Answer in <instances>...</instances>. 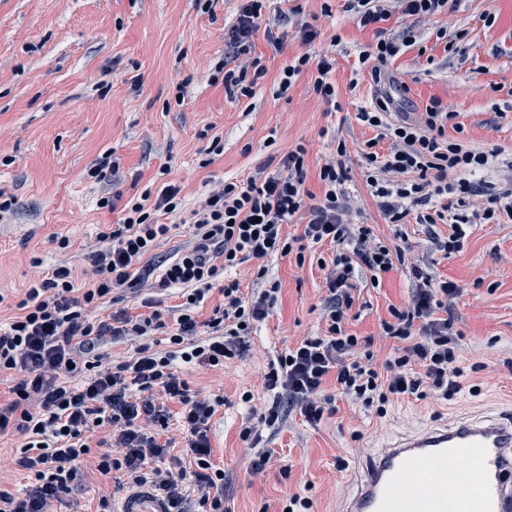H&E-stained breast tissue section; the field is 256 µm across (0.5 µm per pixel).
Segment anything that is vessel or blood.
<instances>
[{"label":"vessel or blood","mask_w":512,"mask_h":512,"mask_svg":"<svg viewBox=\"0 0 512 512\" xmlns=\"http://www.w3.org/2000/svg\"><path fill=\"white\" fill-rule=\"evenodd\" d=\"M118 512H169L149 489ZM339 512H512V410L389 437Z\"/></svg>","instance_id":"b4317fda"}]
</instances>
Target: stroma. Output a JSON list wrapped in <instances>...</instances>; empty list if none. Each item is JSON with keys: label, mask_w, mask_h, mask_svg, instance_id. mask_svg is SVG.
Masks as SVG:
<instances>
[{"label": "stroma", "mask_w": 512, "mask_h": 512, "mask_svg": "<svg viewBox=\"0 0 512 512\" xmlns=\"http://www.w3.org/2000/svg\"><path fill=\"white\" fill-rule=\"evenodd\" d=\"M305 14L317 15L318 37L303 43L289 33L273 51L265 32H257L252 52L265 67L254 98L227 97L211 75L224 63V29L236 19L240 0H211L209 11L194 0H0V187L14 198L0 211V322L17 305L40 270L60 263L81 267L85 245L97 232L120 223L121 207H101L103 195L122 203L144 191L181 187L183 213L199 208L218 185L245 179L295 145L306 150L305 186L320 196L319 171L338 142L347 146V194L351 221L372 225L386 239L401 237L422 255L433 276L460 289L453 312L463 371L460 391L448 401L427 396L395 400L384 418L365 412L334 394L336 412L319 424L292 411L276 430L263 433L273 460L265 476L250 477L251 451L239 437L274 395L263 387L270 363L308 336L322 335L320 309L329 293L322 262L329 244L309 245L304 263L294 256L248 261L237 270L241 290L251 295L258 266H266L281 292L268 317L259 323L242 358L224 368L177 369L191 389L220 394L224 405L208 432L215 464L224 469V504L230 512H281L282 502L298 493L313 501L312 512H338L356 490L367 463L366 451L398 432L437 418L452 421L512 407V220L474 224L462 251L431 250L425 225L386 223L365 181V143L372 129L357 114L377 93L401 97L406 111L420 112L441 99L464 128L463 140L481 150H500L501 168L476 173L475 181L503 183L512 177V0H450L444 17L417 24L419 38L385 67L387 82L374 84L359 53L373 43V29L360 28L346 0H333L322 15L323 0H300ZM446 27V39L436 32ZM335 57L336 101L328 104L302 72L287 93H280L283 66L307 54ZM186 83L185 97L176 86ZM119 161L114 175H97L104 152ZM189 225L177 227L145 259L149 285L114 292L90 320L118 310L140 315L144 300L156 309H175L181 291L158 289L176 244L188 240ZM70 240L59 250L56 239ZM41 258L33 267L32 258ZM410 279L398 268L373 279L357 280L355 316L347 329L374 339L378 359L393 352L380 339L388 308L409 296ZM484 371L472 372L475 362ZM251 402H242L244 392ZM26 438L0 435V479L20 491L31 483L15 466ZM290 477H282L283 467ZM77 495L85 512H95L100 497L121 501L126 489L112 476L82 464Z\"/></svg>", "instance_id": "obj_1"}]
</instances>
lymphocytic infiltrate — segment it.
Wrapping results in <instances>:
<instances>
[{
    "label": "lymphocytic infiltrate",
    "mask_w": 512,
    "mask_h": 512,
    "mask_svg": "<svg viewBox=\"0 0 512 512\" xmlns=\"http://www.w3.org/2000/svg\"><path fill=\"white\" fill-rule=\"evenodd\" d=\"M346 8L365 28L396 14L418 19L442 15L448 0H347ZM262 29L270 47L281 50L283 38L267 18L266 0H241L235 22L224 33L226 47L239 59L222 78L231 98L255 95L264 67L251 54V39ZM416 41L414 27L405 25L397 35L366 47L359 60L369 64L371 78L378 83L387 62ZM310 65L315 68V95L335 101L334 61L324 56L293 59L282 70V88H289ZM453 118L436 98L418 118H410L387 93L360 114L375 130L376 141L389 143L387 154H365L366 182L384 219L391 224L410 218L419 224L449 221L447 237L432 240L435 250L447 254L462 249L473 220L496 224L502 217L512 218V179L490 191L478 217L467 215L470 197L480 191L469 176L490 167L498 153L449 138ZM305 155L304 146H295L276 171L261 167L246 180L225 183L191 211L192 237L176 248L160 280L161 287L182 289L184 298L168 350L145 342L166 326L160 311L134 317L119 310L97 322L89 321L87 312L114 291L139 284L142 259L172 231L171 225L159 222V214L172 216L181 210L179 186L168 184L156 197L142 196L129 205L121 224L98 233L97 246L82 256L90 267V287H75L74 270L66 264L32 281L18 304V315L0 323V373H15L17 379L13 399L0 407V433L12 428L28 435L17 464L33 474L34 482L20 497L0 487V512H54V504L74 492L80 480L77 464L90 454L96 455L101 474L115 471L128 484H152L165 493L172 512H189L172 474L154 466L170 448L159 440L168 427L169 400L181 406L201 492L199 512H224V470L211 461L208 436L209 422L224 398L192 390L175 363L218 367L243 357L255 324L268 316L280 292L279 282L268 280L261 259L291 255L300 262L310 243L335 246L327 266L329 297L321 312L325 331L288 349L266 374V389L277 392L282 401L240 431L242 441L256 446L251 475L261 476L268 467L272 451L261 447V429L283 424L282 406L299 409L312 424L331 413L328 377L336 379L335 394L380 418L394 398H453L461 369L451 305L459 287L425 274L409 248L380 238L369 225L350 222L345 143H338L334 158L320 169L324 196L315 204L309 203L305 187ZM298 218L302 234L288 236V224ZM251 260L259 263L256 277L262 286L247 297L228 272ZM397 265L407 269L412 284L408 303L390 307L388 320L381 323L382 338L396 341L397 347L380 362L372 338L350 334L346 325L355 302L357 272L379 275ZM215 290L223 295V304L208 320L198 321L196 308ZM126 337L140 339L136 357L118 363L106 360L101 345ZM102 426L109 429L107 437L90 447L89 433Z\"/></svg>",
    "instance_id": "1"
}]
</instances>
